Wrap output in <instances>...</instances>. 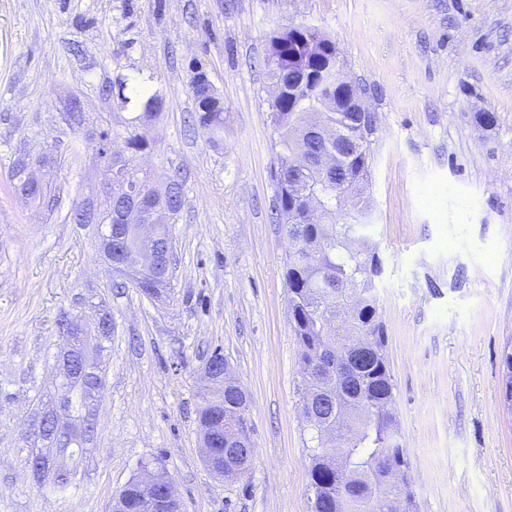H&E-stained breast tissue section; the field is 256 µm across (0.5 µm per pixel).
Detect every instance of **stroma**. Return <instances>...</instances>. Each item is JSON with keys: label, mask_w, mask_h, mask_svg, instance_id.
Returning <instances> with one entry per match:
<instances>
[{"label": "stroma", "mask_w": 512, "mask_h": 512, "mask_svg": "<svg viewBox=\"0 0 512 512\" xmlns=\"http://www.w3.org/2000/svg\"><path fill=\"white\" fill-rule=\"evenodd\" d=\"M302 22L378 114L367 232L414 512H512V0H0V512H111L146 462L183 512H311L263 66L273 32ZM198 62L224 103L218 140L192 124ZM121 75L164 98L136 164L181 184L156 297L70 217L106 203L94 149L105 132L124 150L138 113L105 92ZM27 156L46 159L49 205L10 179ZM67 318L103 381L90 395L62 387ZM216 351L249 395L254 455L235 480L199 440ZM49 415L73 419L70 447L39 436Z\"/></svg>", "instance_id": "stroma-1"}]
</instances>
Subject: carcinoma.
<instances>
[{
	"label": "carcinoma",
	"mask_w": 512,
	"mask_h": 512,
	"mask_svg": "<svg viewBox=\"0 0 512 512\" xmlns=\"http://www.w3.org/2000/svg\"><path fill=\"white\" fill-rule=\"evenodd\" d=\"M312 34L288 25L269 41L272 82L284 87L272 105L278 137L274 178L278 186L276 222L288 240L285 281L289 317L300 348L305 383L302 411L309 413L308 459L313 512H390L389 500L401 498L413 508L407 481L387 485L391 467L404 461L405 448L394 411V384L385 352V329L379 314L377 280L383 272L378 247L366 233L371 220L364 185L370 181L374 147L354 146L357 113L338 112L346 90L332 85L316 91V76L338 55L331 40L310 46ZM125 106L140 105L132 118L141 128L127 138L135 155L149 148L145 122L163 107L160 92L121 76L106 87ZM324 98L323 113L335 137L322 141L311 134L309 113ZM195 123L215 137L224 133V104L211 82L195 90ZM136 183L150 190V206L161 210L170 199L151 189L149 173L133 159L112 162V192ZM130 257L140 247V225H123ZM349 305L350 318L338 324L336 307ZM506 400L512 402V347L503 357ZM248 395L240 382L224 392L200 396L202 421H223V433L238 439L224 442V477L234 480L248 470L252 447L245 416Z\"/></svg>",
	"instance_id": "carcinoma-1"
}]
</instances>
